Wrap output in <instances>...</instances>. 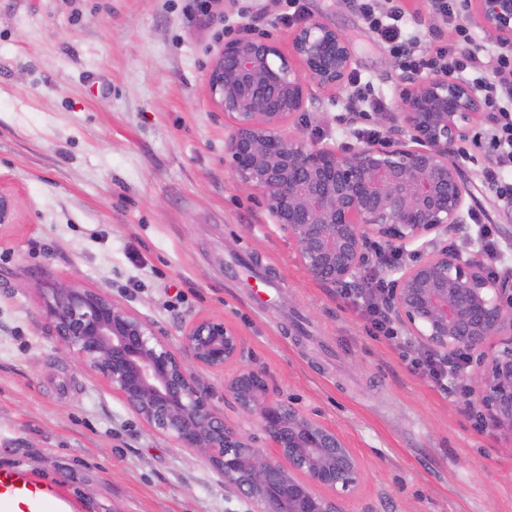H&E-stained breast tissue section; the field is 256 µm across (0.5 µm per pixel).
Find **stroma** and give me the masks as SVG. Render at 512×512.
<instances>
[{
	"label": "stroma",
	"mask_w": 512,
	"mask_h": 512,
	"mask_svg": "<svg viewBox=\"0 0 512 512\" xmlns=\"http://www.w3.org/2000/svg\"><path fill=\"white\" fill-rule=\"evenodd\" d=\"M263 4L251 28L244 14ZM344 33L352 74L386 99L363 113L318 85L289 134L335 150L389 137L405 79L356 0H305ZM432 55L455 39L430 0H401ZM281 0H0V469L56 483L75 512H252L202 454L152 433L49 332L37 283L100 289L172 340L197 316L242 339L279 399L336 428L363 459L355 512H512V449L469 407L368 336L338 289L312 278L254 194L235 182L208 75L225 41L257 30L289 49ZM461 169L487 224L486 149ZM278 285L252 305L255 287Z\"/></svg>",
	"instance_id": "1"
}]
</instances>
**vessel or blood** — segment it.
Masks as SVG:
<instances>
[{"label":"vessel or blood","instance_id":"1","mask_svg":"<svg viewBox=\"0 0 512 512\" xmlns=\"http://www.w3.org/2000/svg\"><path fill=\"white\" fill-rule=\"evenodd\" d=\"M53 487L18 471L0 470V512H64Z\"/></svg>","mask_w":512,"mask_h":512}]
</instances>
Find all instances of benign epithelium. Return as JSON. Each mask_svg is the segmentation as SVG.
Segmentation results:
<instances>
[{"label": "benign epithelium", "instance_id": "1", "mask_svg": "<svg viewBox=\"0 0 512 512\" xmlns=\"http://www.w3.org/2000/svg\"><path fill=\"white\" fill-rule=\"evenodd\" d=\"M480 24L512 45V0H474ZM352 47L316 19L296 28L290 55L270 38L224 43L208 78L213 104L231 129L234 179L257 192L317 281L356 278L382 243L410 258L389 269V317L440 354L477 356L467 401L483 425L512 446V280L486 273L483 253L448 248L470 217L456 147L468 126L493 122L470 84L448 73L410 80L398 99L404 134L386 145L335 152L286 133L310 82L346 90ZM16 202L0 193V224ZM52 334L152 432L205 455L224 487L254 512H348L364 464L336 429L273 393L267 374L239 365L241 336L220 319L197 317L180 345L148 318L98 289L39 283ZM224 376V396L258 421L273 454L224 418L204 374Z\"/></svg>", "mask_w": 512, "mask_h": 512}]
</instances>
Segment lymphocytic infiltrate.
I'll return each instance as SVG.
<instances>
[{
	"instance_id": "obj_1",
	"label": "lymphocytic infiltrate",
	"mask_w": 512,
	"mask_h": 512,
	"mask_svg": "<svg viewBox=\"0 0 512 512\" xmlns=\"http://www.w3.org/2000/svg\"><path fill=\"white\" fill-rule=\"evenodd\" d=\"M436 5V12L442 20L455 22L456 42L440 47L434 56L426 59L416 51L417 37L409 32L400 5L382 10L376 0H359L365 25L398 58L403 75L412 77L427 70L471 75L473 83L484 94L486 106L495 114L491 131L475 135L473 145L489 147L496 153L497 164L485 171L484 179L499 199L512 203V51L496 52L491 61H484L469 49L473 41L470 28L457 22L465 0H436ZM387 287L384 279L370 278L363 287L347 286L341 288L340 293L364 317L369 336L404 354L409 344L389 319L382 301ZM469 361L470 356L464 351L441 356L425 350L411 358L410 363L415 373L427 377L440 391L448 390L464 397L468 394L469 385L462 373L468 368Z\"/></svg>"
}]
</instances>
